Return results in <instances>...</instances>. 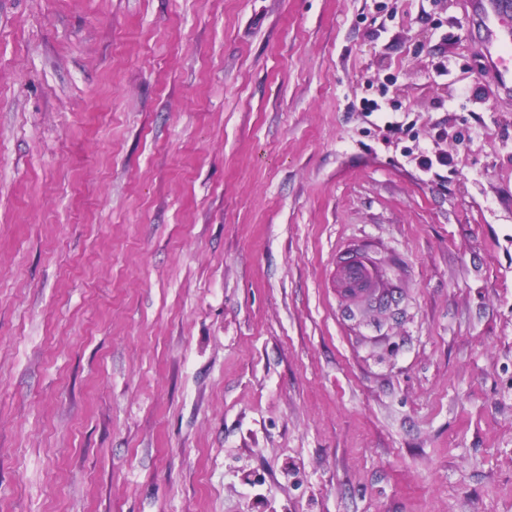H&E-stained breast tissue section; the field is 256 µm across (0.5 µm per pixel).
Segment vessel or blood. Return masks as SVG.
Listing matches in <instances>:
<instances>
[{
  "label": "vessel or blood",
  "mask_w": 512,
  "mask_h": 512,
  "mask_svg": "<svg viewBox=\"0 0 512 512\" xmlns=\"http://www.w3.org/2000/svg\"><path fill=\"white\" fill-rule=\"evenodd\" d=\"M482 32L481 56L503 90L512 91V0H471Z\"/></svg>",
  "instance_id": "vessel-or-blood-1"
}]
</instances>
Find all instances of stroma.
Wrapping results in <instances>:
<instances>
[{
	"instance_id": "stroma-1",
	"label": "stroma",
	"mask_w": 512,
	"mask_h": 512,
	"mask_svg": "<svg viewBox=\"0 0 512 512\" xmlns=\"http://www.w3.org/2000/svg\"><path fill=\"white\" fill-rule=\"evenodd\" d=\"M467 2L0 0V512H512ZM337 287L344 294H352L355 290H370L373 288L363 257L357 253H350L339 263Z\"/></svg>"
}]
</instances>
